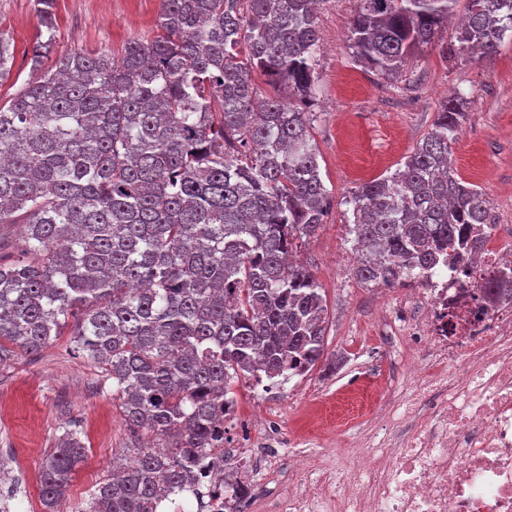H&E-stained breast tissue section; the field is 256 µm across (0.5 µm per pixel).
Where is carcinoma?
Returning a JSON list of instances; mask_svg holds the SVG:
<instances>
[{
  "mask_svg": "<svg viewBox=\"0 0 512 512\" xmlns=\"http://www.w3.org/2000/svg\"><path fill=\"white\" fill-rule=\"evenodd\" d=\"M320 0H161L151 40L118 60H50L56 0H33L39 79L0 105V366L59 336L102 365L133 453L83 512H156L165 488L224 447L231 381L288 380L325 353L322 288L289 259L325 224L331 195L312 142ZM357 0L349 42L385 79L425 48L491 55L512 39V0ZM51 65H46V61ZM14 62L0 34V84ZM258 69L287 96L257 97ZM466 101L444 99L403 167L359 186L354 277L380 288L479 249L490 203L456 177ZM22 229L16 253L3 230ZM512 268L487 288L503 294ZM87 448L65 428L39 471L56 512Z\"/></svg>",
  "mask_w": 512,
  "mask_h": 512,
  "instance_id": "cac0c4a2",
  "label": "carcinoma"
}]
</instances>
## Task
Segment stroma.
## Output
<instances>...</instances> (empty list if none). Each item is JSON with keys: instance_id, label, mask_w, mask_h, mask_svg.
Here are the masks:
<instances>
[{"instance_id": "1", "label": "stroma", "mask_w": 512, "mask_h": 512, "mask_svg": "<svg viewBox=\"0 0 512 512\" xmlns=\"http://www.w3.org/2000/svg\"><path fill=\"white\" fill-rule=\"evenodd\" d=\"M161 0H57L54 55L100 53L120 57L131 40L155 34ZM356 0H324L318 13L322 47L312 137L332 209L317 235L298 248L296 258L322 288L328 308L327 357L322 367L283 382V394L270 396L249 377L232 384L239 411L226 421L225 447L243 443L264 447L277 440L306 457L310 466L360 446L376 421L349 415L310 427L315 409L350 396L376 374L390 375L394 388L409 376L404 341L384 335L382 302H394L399 289L379 292L358 281L344 264L353 250L346 197L364 182L402 167L430 130L441 101L455 93L468 97L467 118L452 146L457 175L482 190L491 204L499 236L512 237V41L482 59L445 60L427 48L392 80L358 63L347 33ZM0 33L14 47L12 78L0 85L8 103L26 82L36 79L32 47L39 23L31 0H0ZM77 425L88 448L66 496L68 512H82L90 493L108 479L112 460L128 443V432L112 385L103 370L69 347L68 337L34 355L19 354L0 366V448H23V468L37 478L42 461L55 448L65 422ZM289 464L267 472L245 512H278V494L288 482Z\"/></svg>"}]
</instances>
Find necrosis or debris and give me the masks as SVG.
Returning a JSON list of instances; mask_svg holds the SVG:
<instances>
[{
  "instance_id": "necrosis-or-debris-1",
  "label": "necrosis or debris",
  "mask_w": 512,
  "mask_h": 512,
  "mask_svg": "<svg viewBox=\"0 0 512 512\" xmlns=\"http://www.w3.org/2000/svg\"><path fill=\"white\" fill-rule=\"evenodd\" d=\"M512 265V247L486 242L476 260L416 279L422 314L409 336L426 342L409 385L388 391L378 422L389 435L339 461L323 493L303 460L282 512H512V296L482 284ZM172 512H239L242 501L207 467L170 495Z\"/></svg>"
}]
</instances>
